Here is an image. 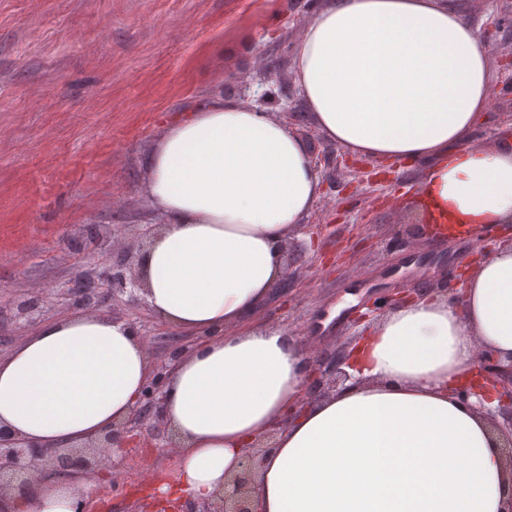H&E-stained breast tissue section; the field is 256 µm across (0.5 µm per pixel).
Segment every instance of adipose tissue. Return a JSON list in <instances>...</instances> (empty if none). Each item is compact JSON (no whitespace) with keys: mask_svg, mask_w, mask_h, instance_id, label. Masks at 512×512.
Segmentation results:
<instances>
[{"mask_svg":"<svg viewBox=\"0 0 512 512\" xmlns=\"http://www.w3.org/2000/svg\"><path fill=\"white\" fill-rule=\"evenodd\" d=\"M296 84L328 139L356 156L425 162L424 203L446 232L512 222V144L474 141L491 71L457 0H329L294 48ZM144 186L164 228L141 265L149 310L196 337L172 366L164 415L183 436L169 499L206 501L270 431L257 512H501L512 492L486 425L452 390L477 346L512 356V247L482 258L457 298L427 293L348 348L358 378L297 406L305 351L249 323L321 177L305 141L256 106L214 97L169 123ZM153 374L131 322L78 311L0 358V428L68 448L130 416ZM90 480L39 476L15 512H76Z\"/></svg>","mask_w":512,"mask_h":512,"instance_id":"ef3b65f1","label":"adipose tissue"}]
</instances>
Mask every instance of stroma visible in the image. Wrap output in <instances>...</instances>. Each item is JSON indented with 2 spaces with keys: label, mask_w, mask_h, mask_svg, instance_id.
Wrapping results in <instances>:
<instances>
[{
  "label": "stroma",
  "mask_w": 512,
  "mask_h": 512,
  "mask_svg": "<svg viewBox=\"0 0 512 512\" xmlns=\"http://www.w3.org/2000/svg\"><path fill=\"white\" fill-rule=\"evenodd\" d=\"M325 0H0V357L45 321L75 312L61 294L79 269L133 256L161 215L143 186L144 158L174 117L206 97L256 99L310 147L322 190L288 237L287 295L254 315L313 341L321 354L359 336L400 291L457 283L477 239L421 238L422 163L390 180L337 166L345 151L314 125L298 95L292 48ZM478 27L493 83L472 136L512 140V0H459ZM38 312L21 314L29 302ZM116 317L145 334L151 362L193 337L159 323L128 295ZM119 459L102 512H136L147 475L175 480L178 458L151 423Z\"/></svg>",
  "instance_id": "1"
}]
</instances>
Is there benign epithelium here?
<instances>
[{
  "label": "benign epithelium",
  "mask_w": 512,
  "mask_h": 512,
  "mask_svg": "<svg viewBox=\"0 0 512 512\" xmlns=\"http://www.w3.org/2000/svg\"><path fill=\"white\" fill-rule=\"evenodd\" d=\"M129 292L131 301H138L144 291L140 276L129 273L127 263L119 262L109 273L99 274L85 270L67 285V295L87 309L105 306L111 295ZM304 400L312 402L343 387L351 376L342 369L346 364L347 347L340 346L329 360L317 354L313 345H307ZM168 369L153 368L150 384L136 404L132 415L112 426V431L86 445V451L61 449L39 451L21 438L0 429V512H11L8 500L11 492L23 491L35 477L50 470L66 475L80 471L95 475L102 467L113 462L114 455L138 445L134 424L153 418L164 424L165 447H181V435L163 417L164 389ZM455 397L483 416L489 434L495 441L500 463L512 483V358L504 361L495 351L478 349L476 372L471 381L455 389ZM497 401V406L489 403ZM277 430L257 440L241 456L238 469L224 481V488L214 499L201 504L156 501L144 504V512H257L254 499L256 478L270 449L276 447Z\"/></svg>",
  "instance_id": "7a95c632"
}]
</instances>
